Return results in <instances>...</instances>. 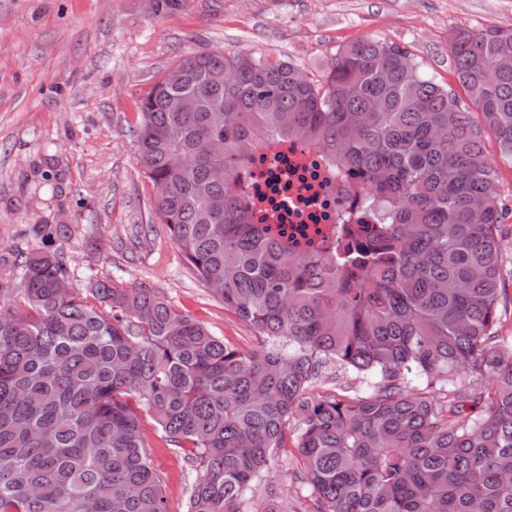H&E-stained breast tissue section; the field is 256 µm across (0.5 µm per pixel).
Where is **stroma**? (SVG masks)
Instances as JSON below:
<instances>
[{
  "label": "stroma",
  "mask_w": 512,
  "mask_h": 512,
  "mask_svg": "<svg viewBox=\"0 0 512 512\" xmlns=\"http://www.w3.org/2000/svg\"><path fill=\"white\" fill-rule=\"evenodd\" d=\"M511 28L512 0H0V285L35 224H62L55 249L73 287L151 288L210 331L251 350L253 329L225 310L152 221L153 186L134 161L138 103L201 50L292 61L321 77L339 46L364 37L406 48L422 73L466 98L448 54L459 29ZM503 204L499 331L512 336V158L489 147ZM144 431L168 512H187L193 479L153 421Z\"/></svg>",
  "instance_id": "obj_1"
}]
</instances>
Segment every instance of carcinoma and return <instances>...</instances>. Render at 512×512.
<instances>
[{
	"label": "carcinoma",
	"instance_id": "obj_1",
	"mask_svg": "<svg viewBox=\"0 0 512 512\" xmlns=\"http://www.w3.org/2000/svg\"><path fill=\"white\" fill-rule=\"evenodd\" d=\"M448 53L467 103L381 38L339 47L319 80L212 51L156 81L134 157L160 187L154 223L259 342L244 351L151 288L63 294V253L27 252L21 304L0 305V512H167L144 414L195 473L188 512H247L259 489L258 512H288L268 475L290 448L311 512H512L503 209L485 157L488 133L512 157V29L456 31ZM294 141L361 202L338 216L349 247L300 251L246 200L256 156ZM331 372L361 387L318 391Z\"/></svg>",
	"mask_w": 512,
	"mask_h": 512
}]
</instances>
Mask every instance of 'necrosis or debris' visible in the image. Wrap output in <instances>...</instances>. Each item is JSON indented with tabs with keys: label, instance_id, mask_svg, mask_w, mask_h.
<instances>
[{
	"label": "necrosis or debris",
	"instance_id": "necrosis-or-debris-1",
	"mask_svg": "<svg viewBox=\"0 0 512 512\" xmlns=\"http://www.w3.org/2000/svg\"><path fill=\"white\" fill-rule=\"evenodd\" d=\"M251 192L269 201L272 223L284 225L303 246L311 241L314 228L332 225L335 211L358 207L346 184L318 167L315 150L305 145H282L267 152L256 165Z\"/></svg>",
	"mask_w": 512,
	"mask_h": 512
}]
</instances>
